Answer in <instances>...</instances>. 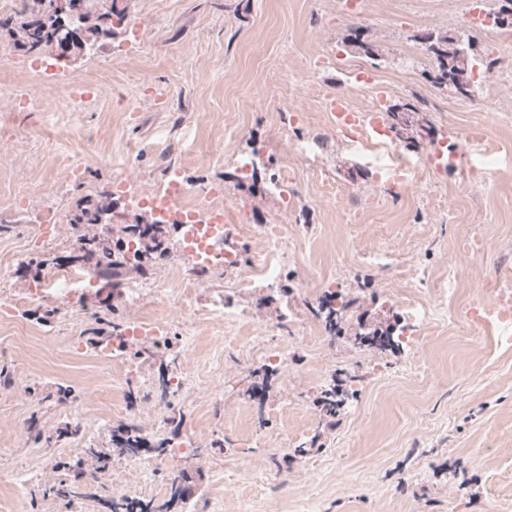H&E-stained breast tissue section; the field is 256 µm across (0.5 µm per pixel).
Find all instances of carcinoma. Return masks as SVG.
<instances>
[{"instance_id": "carcinoma-1", "label": "carcinoma", "mask_w": 512, "mask_h": 512, "mask_svg": "<svg viewBox=\"0 0 512 512\" xmlns=\"http://www.w3.org/2000/svg\"><path fill=\"white\" fill-rule=\"evenodd\" d=\"M50 0H22L18 9L12 13L0 14V37H6L14 48L26 54L39 55L43 53H59L61 40L57 35L56 21L48 15L47 5ZM83 13L81 27L85 34L86 49L98 48L112 36L114 26L124 22V11L116 9V0H81ZM363 26L353 25L349 29L346 42L355 47L360 54L378 59L380 55L375 46L364 41L361 37ZM426 51L432 60V79L439 86L451 88L461 94L470 93L471 81V44L462 36L433 35L425 38ZM389 129L395 137L404 142L434 143L433 128L427 120L419 116V109L410 104H395L386 112ZM112 210L109 196L104 201L85 206L77 205V212L72 219L74 224H96L100 215ZM128 234L147 239L146 255L162 254L167 251V232L159 225L152 223L130 224L125 227ZM89 249L84 257L95 260L97 276L105 281V287L117 288L123 273L129 269L115 254L112 247L101 245L94 239L87 240ZM315 316L322 323L325 332L334 337L341 332V324L346 316V306L334 307L332 297L328 296L319 301L314 309ZM349 397L348 392H340L336 387H329L321 392L318 404L321 411L328 417H334L344 409V402ZM116 447L120 451L132 452L134 448H145L149 440L142 435V430L135 424H127L118 428L115 436ZM64 473L50 488L58 496L81 497L82 471L80 464H63Z\"/></svg>"}]
</instances>
